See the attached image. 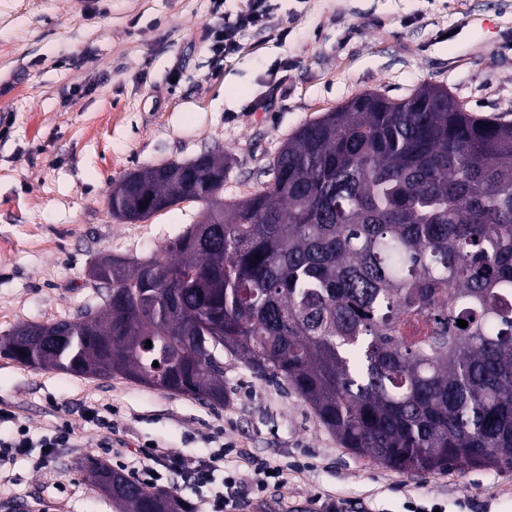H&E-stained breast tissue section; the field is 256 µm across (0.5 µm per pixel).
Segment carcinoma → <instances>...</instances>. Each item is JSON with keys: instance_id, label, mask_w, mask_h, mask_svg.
I'll return each instance as SVG.
<instances>
[{"instance_id": "cac0c4a2", "label": "carcinoma", "mask_w": 512, "mask_h": 512, "mask_svg": "<svg viewBox=\"0 0 512 512\" xmlns=\"http://www.w3.org/2000/svg\"><path fill=\"white\" fill-rule=\"evenodd\" d=\"M160 168L115 184L112 215L195 199L202 220L118 259L112 321L64 320L57 343L10 333L1 355L222 406L227 352L287 382L357 457L512 470V121L452 111L438 86L364 92L298 128L273 183L242 200L219 199V156ZM86 468L117 512H188L100 459Z\"/></svg>"}]
</instances>
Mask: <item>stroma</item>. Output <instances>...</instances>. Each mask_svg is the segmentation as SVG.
Returning a JSON list of instances; mask_svg holds the SVG:
<instances>
[{"label": "stroma", "mask_w": 512, "mask_h": 512, "mask_svg": "<svg viewBox=\"0 0 512 512\" xmlns=\"http://www.w3.org/2000/svg\"><path fill=\"white\" fill-rule=\"evenodd\" d=\"M248 0H0V337L72 319L104 302L88 267L145 259L198 223L186 200L139 221L114 217L115 181L145 166L227 157L222 201L268 181L301 125L375 91L399 101L442 86L472 113L512 120V0H266V18L215 53V32ZM228 400L211 405L124 378L37 369L0 355V409L41 436L70 422L77 445L45 469L27 459L0 480V512H114L87 459L139 463L156 443L206 457L242 482L249 457L280 464L264 502L240 512H512V471L414 474L356 457L286 382L224 358ZM112 409V428L84 421ZM111 439V453L100 441Z\"/></svg>", "instance_id": "obj_1"}]
</instances>
